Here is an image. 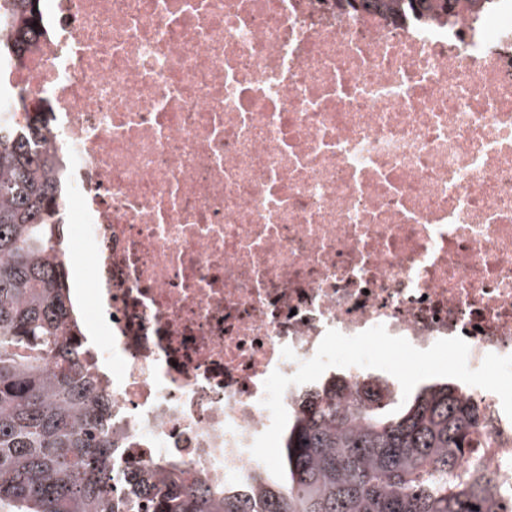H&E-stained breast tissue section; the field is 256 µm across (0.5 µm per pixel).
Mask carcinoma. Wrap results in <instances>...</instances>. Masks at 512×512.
Here are the masks:
<instances>
[{
	"mask_svg": "<svg viewBox=\"0 0 512 512\" xmlns=\"http://www.w3.org/2000/svg\"><path fill=\"white\" fill-rule=\"evenodd\" d=\"M495 0H381L393 14L451 16ZM41 0H0V77L39 35ZM46 125L0 112V509L3 512H512L464 468L479 405L451 381L367 389L342 403L306 394L281 438L285 479L264 468L237 485L186 483L175 459L126 462L114 495L112 431L83 358L63 248L66 191ZM162 480L154 481L156 473Z\"/></svg>",
	"mask_w": 512,
	"mask_h": 512,
	"instance_id": "1",
	"label": "carcinoma"
}]
</instances>
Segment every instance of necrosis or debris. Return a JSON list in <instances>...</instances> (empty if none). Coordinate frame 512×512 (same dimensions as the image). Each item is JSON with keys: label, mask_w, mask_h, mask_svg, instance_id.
Wrapping results in <instances>:
<instances>
[{"label": "necrosis or debris", "mask_w": 512, "mask_h": 512, "mask_svg": "<svg viewBox=\"0 0 512 512\" xmlns=\"http://www.w3.org/2000/svg\"><path fill=\"white\" fill-rule=\"evenodd\" d=\"M0 107L69 172L73 303L113 465L259 467L273 372L381 325L512 355V0L452 21L346 0H45ZM290 347L295 360L283 358ZM466 459L512 499V419L476 387Z\"/></svg>", "instance_id": "1"}]
</instances>
